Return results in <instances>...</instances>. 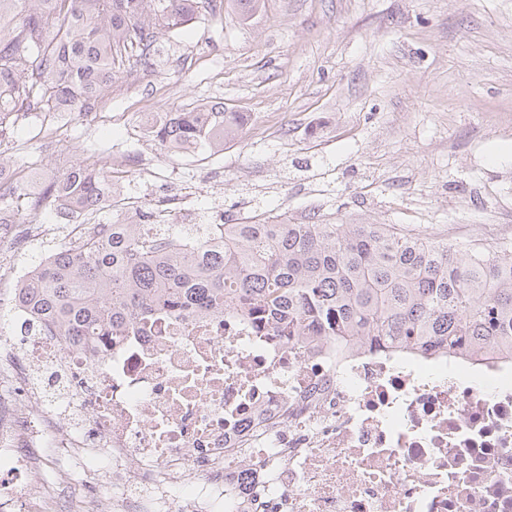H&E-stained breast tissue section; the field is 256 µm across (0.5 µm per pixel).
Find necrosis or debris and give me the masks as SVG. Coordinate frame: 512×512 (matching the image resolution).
Here are the masks:
<instances>
[{"label": "necrosis or debris", "mask_w": 512, "mask_h": 512, "mask_svg": "<svg viewBox=\"0 0 512 512\" xmlns=\"http://www.w3.org/2000/svg\"><path fill=\"white\" fill-rule=\"evenodd\" d=\"M44 448L81 488L111 468L82 512H512V356L280 336L235 306L75 344L0 291V512H60Z\"/></svg>", "instance_id": "4bbe7bcc"}]
</instances>
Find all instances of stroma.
Wrapping results in <instances>:
<instances>
[{
	"mask_svg": "<svg viewBox=\"0 0 512 512\" xmlns=\"http://www.w3.org/2000/svg\"><path fill=\"white\" fill-rule=\"evenodd\" d=\"M145 83L120 72L87 120L50 140L19 121L1 146L37 182L95 158L141 206L194 186L183 208L232 224L276 209L301 221L403 224L459 249L512 225V0H265L161 35ZM223 103L244 120L222 152L172 154L144 138L148 111ZM31 235L22 267L68 245Z\"/></svg>",
	"mask_w": 512,
	"mask_h": 512,
	"instance_id": "1",
	"label": "stroma"
}]
</instances>
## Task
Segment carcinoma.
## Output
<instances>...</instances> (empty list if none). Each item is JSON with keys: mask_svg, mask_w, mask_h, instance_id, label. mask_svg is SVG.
I'll use <instances>...</instances> for the list:
<instances>
[{"mask_svg": "<svg viewBox=\"0 0 512 512\" xmlns=\"http://www.w3.org/2000/svg\"><path fill=\"white\" fill-rule=\"evenodd\" d=\"M220 0H0V139L32 112H96L121 69L150 68L158 37L194 25ZM243 17L264 0H233ZM241 119L224 108L168 112L152 138L169 152L224 149ZM97 163L53 178L27 202L3 200L19 223L64 199L93 213L117 206ZM224 232L175 234L166 224L79 229L17 287L19 302L65 336L105 335L155 309L214 312L236 303L276 318L282 336L309 325L340 340L435 346L450 356L512 347V247L458 251L395 224H294L265 211Z\"/></svg>", "mask_w": 512, "mask_h": 512, "instance_id": "cac0c4a2", "label": "carcinoma"}]
</instances>
